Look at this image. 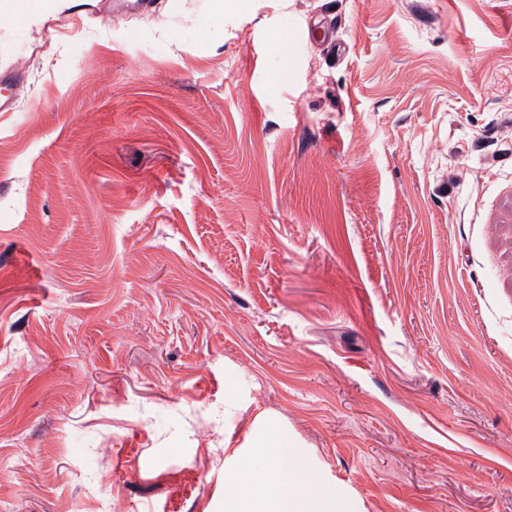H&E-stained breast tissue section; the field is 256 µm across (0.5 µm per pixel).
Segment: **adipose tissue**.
<instances>
[{
	"mask_svg": "<svg viewBox=\"0 0 512 512\" xmlns=\"http://www.w3.org/2000/svg\"><path fill=\"white\" fill-rule=\"evenodd\" d=\"M224 512H346L343 497H317L301 458L289 457L280 432L257 437L248 456L224 473Z\"/></svg>",
	"mask_w": 512,
	"mask_h": 512,
	"instance_id": "obj_1",
	"label": "adipose tissue"
}]
</instances>
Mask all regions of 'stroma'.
<instances>
[{
	"label": "stroma",
	"mask_w": 512,
	"mask_h": 512,
	"mask_svg": "<svg viewBox=\"0 0 512 512\" xmlns=\"http://www.w3.org/2000/svg\"><path fill=\"white\" fill-rule=\"evenodd\" d=\"M16 69L0 512H224L270 430L512 512V0H20Z\"/></svg>",
	"instance_id": "35a3bbf8"
}]
</instances>
